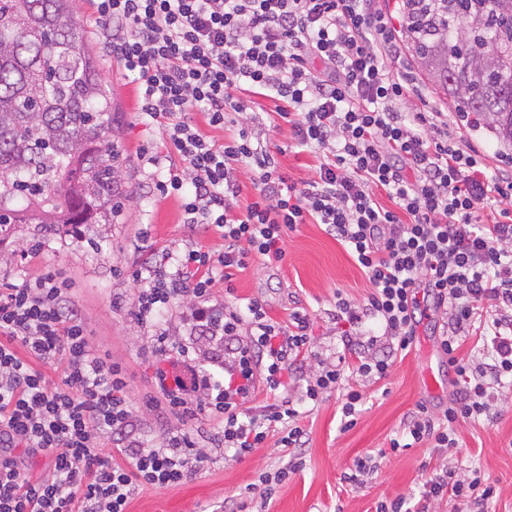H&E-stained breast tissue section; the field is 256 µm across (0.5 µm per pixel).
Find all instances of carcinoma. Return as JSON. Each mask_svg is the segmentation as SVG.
Masks as SVG:
<instances>
[{"instance_id":"obj_1","label":"carcinoma","mask_w":512,"mask_h":512,"mask_svg":"<svg viewBox=\"0 0 512 512\" xmlns=\"http://www.w3.org/2000/svg\"><path fill=\"white\" fill-rule=\"evenodd\" d=\"M75 0H0V241L112 224L122 210L118 113ZM420 72L512 153V0H401Z\"/></svg>"}]
</instances>
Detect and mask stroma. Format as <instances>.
Wrapping results in <instances>:
<instances>
[{"label":"stroma","mask_w":512,"mask_h":512,"mask_svg":"<svg viewBox=\"0 0 512 512\" xmlns=\"http://www.w3.org/2000/svg\"><path fill=\"white\" fill-rule=\"evenodd\" d=\"M91 0H77L76 21L84 41L101 58V73L112 89V104L120 113L115 136L128 156L122 178L133 196L126 201L116 224L83 225L82 237L66 235L34 241L32 227L18 225L9 239L0 243V283L15 284L36 278L46 271L59 273L70 286L69 293L79 309L86 330L110 361L118 363L128 384L134 413L143 428L158 430L155 415L145 402L157 396L155 368L142 355L148 331L131 314L140 288L131 272L153 253L172 243L187 240L212 253L224 249V241L203 226L182 223L176 199L152 202L150 168L143 156L162 144L164 131L139 118L135 83L112 67L103 39L91 24ZM260 123L268 126L267 142L276 150L281 169L294 181L308 179L318 163L309 152L292 145L287 125L273 127L269 99L253 103ZM107 237L109 246L94 248V240ZM281 264H249L233 271L230 284H216L218 300L257 297L265 301L271 315L287 319L289 312H306L314 322L313 349L324 358L344 355L341 333L336 325L337 294L363 302L370 283L346 249L320 224H302L289 233ZM434 319H422L411 352L395 361L387 377L363 387V402L351 428L341 423V392L322 400H302L304 381L284 389V397L299 402L306 411L309 444L304 465L278 486L269 512H375L378 502L397 496L419 497L425 479L434 468L447 465L463 480L480 478L495 483L497 493L489 501V512H512V382L505 383L494 401L492 419L459 424L456 448H438L425 441L397 452L388 449L391 438L402 433L401 422L417 405H426L432 415L446 408L454 390L455 374L440 348ZM433 371L437 393L424 385L426 371ZM386 456H379V449ZM370 458L377 470L363 483L344 482V472L359 458ZM288 453L268 440L241 459L217 458L213 464L183 484L147 488L129 503L128 512H224V500L236 497L244 512H257L260 496L252 492L262 473L286 464Z\"/></svg>","instance_id":"1"}]
</instances>
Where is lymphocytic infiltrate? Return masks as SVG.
<instances>
[{"label": "lymphocytic infiltrate", "mask_w": 512, "mask_h": 512, "mask_svg": "<svg viewBox=\"0 0 512 512\" xmlns=\"http://www.w3.org/2000/svg\"><path fill=\"white\" fill-rule=\"evenodd\" d=\"M94 2L110 58L136 83L142 116L164 131L148 159L162 171L154 197L179 199L184 223L220 233L224 251L174 246L133 272L144 286L132 314L153 330L144 355L158 359L159 392L180 422L151 440L65 282L50 271L0 287V512H126L140 488L179 485L212 463L199 446L206 424L213 444L238 459L273 436L291 449L285 467L260 478V498L270 501L301 467L308 442L303 412L277 393L312 357V323L300 311L278 321L257 297L216 302L212 289L216 270L281 263L286 235L302 224L325 225L371 284L364 304L336 299L356 364L319 360L307 399L343 391L342 414L354 416L362 393L350 376L375 382L392 364L388 354L358 351V325L379 321L407 351L426 303L441 315L456 392L442 416L417 406L402 432L416 444L457 447V424L490 415L495 385L512 375V171L490 168L456 136L404 60L394 16L378 0ZM250 95L274 102L295 147L319 153L311 178L281 173L252 130ZM197 112L233 135L207 139ZM184 298L190 335L211 367L189 379L166 368L177 343L158 322ZM476 331L488 354L478 364L459 355ZM262 390L273 401L257 417L248 404ZM39 456L48 471L34 481ZM496 492L444 468L425 480L417 503L399 497L376 512H428L447 495L485 512Z\"/></svg>", "instance_id": "lymphocytic-infiltrate-1"}]
</instances>
